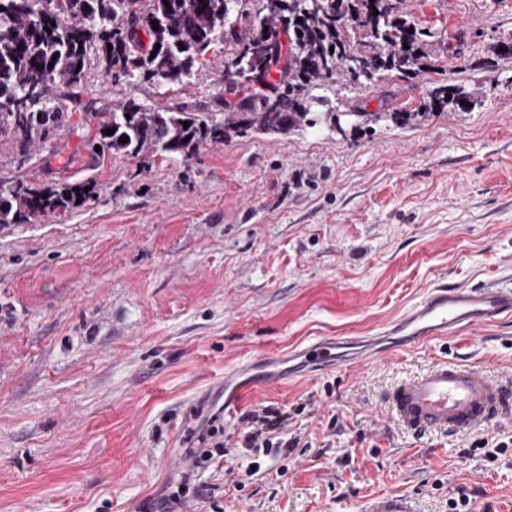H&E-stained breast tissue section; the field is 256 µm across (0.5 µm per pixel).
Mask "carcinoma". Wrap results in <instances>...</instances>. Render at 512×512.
<instances>
[{
  "mask_svg": "<svg viewBox=\"0 0 512 512\" xmlns=\"http://www.w3.org/2000/svg\"><path fill=\"white\" fill-rule=\"evenodd\" d=\"M241 2L0 0V144H11L10 151H0V225L61 216L96 197L95 180L72 182L65 176L72 158L51 167L52 150L44 162L54 176L36 180L26 172L32 147L77 133L72 111L86 112L97 129L94 139L84 141L92 158L112 152L189 159L207 142L334 125L336 113L313 111L327 103L315 90L339 79L355 91L409 78L423 55L427 33L404 19L402 0H257L253 23L232 37L224 84L238 100L222 116L149 108L130 97L112 109L94 106L92 63L103 65V82L111 86L134 78L180 84L196 56L235 32L234 7ZM468 102L464 88L437 84L428 91L424 111L353 112L351 128L379 122L404 127ZM124 136L125 143L119 141Z\"/></svg>",
  "mask_w": 512,
  "mask_h": 512,
  "instance_id": "1",
  "label": "carcinoma"
}]
</instances>
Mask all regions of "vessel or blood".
Returning a JSON list of instances; mask_svg holds the SVG:
<instances>
[{
  "label": "vessel or blood",
  "mask_w": 512,
  "mask_h": 512,
  "mask_svg": "<svg viewBox=\"0 0 512 512\" xmlns=\"http://www.w3.org/2000/svg\"><path fill=\"white\" fill-rule=\"evenodd\" d=\"M512 311V289L494 286H439L389 330L406 342L421 343L464 329L491 326ZM356 336L317 340L301 350L312 372L337 366L344 351L360 345ZM388 404L397 424L415 436L432 430L457 434L512 414V386L499 383L470 364L442 361L396 386ZM367 512H416L411 498L395 496L372 503Z\"/></svg>",
  "instance_id": "vessel-or-blood-1"
}]
</instances>
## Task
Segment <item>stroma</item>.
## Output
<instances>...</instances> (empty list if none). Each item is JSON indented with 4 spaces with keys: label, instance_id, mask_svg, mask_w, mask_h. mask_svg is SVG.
Instances as JSON below:
<instances>
[{
    "label": "stroma",
    "instance_id": "stroma-1",
    "mask_svg": "<svg viewBox=\"0 0 512 512\" xmlns=\"http://www.w3.org/2000/svg\"><path fill=\"white\" fill-rule=\"evenodd\" d=\"M428 31L409 79L322 94L353 112L418 108L430 86L472 94L468 110L404 128L251 133L191 159L108 155L81 112L75 179L95 200L64 216L0 228V512H141L170 495L188 430L249 384L224 419V463L198 482L223 512H366L413 496L419 512H512V419L460 436L404 433L384 397L399 380L458 356L512 382V318L400 345L380 328L432 288L512 289V0H404ZM229 42L180 85L134 79L149 107L213 112ZM367 336L376 361L307 375L298 352L321 337ZM290 410L295 448L242 455L233 442L260 405ZM506 450H499V443ZM260 470L245 472L251 461Z\"/></svg>",
    "mask_w": 512,
    "mask_h": 512
}]
</instances>
